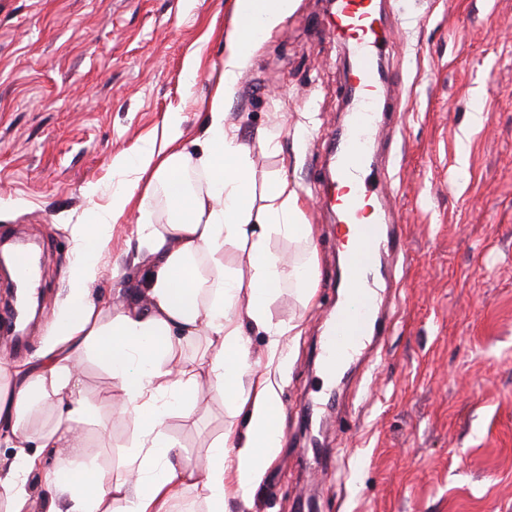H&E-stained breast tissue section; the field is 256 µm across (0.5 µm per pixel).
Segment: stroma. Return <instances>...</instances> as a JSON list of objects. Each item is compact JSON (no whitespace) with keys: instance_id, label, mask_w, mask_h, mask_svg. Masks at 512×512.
Segmentation results:
<instances>
[{"instance_id":"35a3bbf8","label":"stroma","mask_w":512,"mask_h":512,"mask_svg":"<svg viewBox=\"0 0 512 512\" xmlns=\"http://www.w3.org/2000/svg\"><path fill=\"white\" fill-rule=\"evenodd\" d=\"M383 21L393 81L364 175L399 190L391 218L407 259L384 261L375 283L388 322L378 348L337 373L319 361L342 256L322 190L347 130L354 51L327 0H295L226 107L255 168L297 184L318 260L311 301L288 283L270 305L274 321L299 325L278 379L282 446L229 512H512V0H387ZM230 25L229 0H0V236L39 247L43 299L23 336L0 340V362L39 349L68 293L77 227L125 185L114 159L160 146L171 112L185 141L201 136ZM139 217L133 206L109 224L90 285L116 309L148 262ZM79 394L93 405L80 425L89 454L122 468L133 426L93 357ZM244 428L210 395L165 422L196 468Z\"/></svg>"}]
</instances>
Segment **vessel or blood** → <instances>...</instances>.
Segmentation results:
<instances>
[{"label": "vessel or blood", "mask_w": 512, "mask_h": 512, "mask_svg": "<svg viewBox=\"0 0 512 512\" xmlns=\"http://www.w3.org/2000/svg\"><path fill=\"white\" fill-rule=\"evenodd\" d=\"M381 13V0H336L335 3L334 27L340 37L354 44L357 59L347 74L355 107L350 113L347 135L333 150L331 207L340 223L356 228L357 246L345 260L346 307L332 322L322 349L326 368L332 372L350 359L368 331L376 329V322L369 318L374 257L382 251L397 250L395 235L385 226L391 195L378 188H368L360 177L374 124V108L383 93L382 76L374 66L377 50L387 40Z\"/></svg>", "instance_id": "vessel-or-blood-1"}]
</instances>
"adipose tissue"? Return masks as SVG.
<instances>
[{
	"instance_id": "1",
	"label": "adipose tissue",
	"mask_w": 512,
	"mask_h": 512,
	"mask_svg": "<svg viewBox=\"0 0 512 512\" xmlns=\"http://www.w3.org/2000/svg\"><path fill=\"white\" fill-rule=\"evenodd\" d=\"M293 0H233V26L226 36L224 73L207 105L201 139L183 141L182 120L167 115V139L159 150L139 153L127 185L111 206L77 234L81 259L70 272L71 288L50 318L51 329L34 361L16 367L0 389V439L13 455L0 466V503L6 512H29L32 480L42 476V512H173L189 487H201L207 512H224L228 499L246 502L253 480L281 442L278 384L252 363L249 330L266 338L270 356L282 352L290 325L273 322L269 307L285 281L312 298L318 274L310 225L302 221L300 197L287 175L259 176L249 151L227 126L224 107L237 89L260 39L274 29ZM200 174L191 186L186 169ZM163 190L167 224L150 219L138 237L150 255L137 278L135 300L116 311L91 300L86 286L97 275L96 258L108 247L106 224L122 216L135 195ZM281 234L307 246L303 263L272 253L267 241ZM242 264L226 266V251ZM205 337L215 345L207 373L213 392L244 411L243 436L225 433L210 449L204 468L188 467L164 433L175 401L196 398L200 373L182 355L185 341ZM105 363L122 394L121 410L137 432L126 467L107 470L90 459L80 422L83 398L72 396L80 380V358ZM68 398L54 425L34 433L29 423L41 402ZM65 449L63 463L42 471L41 453Z\"/></svg>"
}]
</instances>
